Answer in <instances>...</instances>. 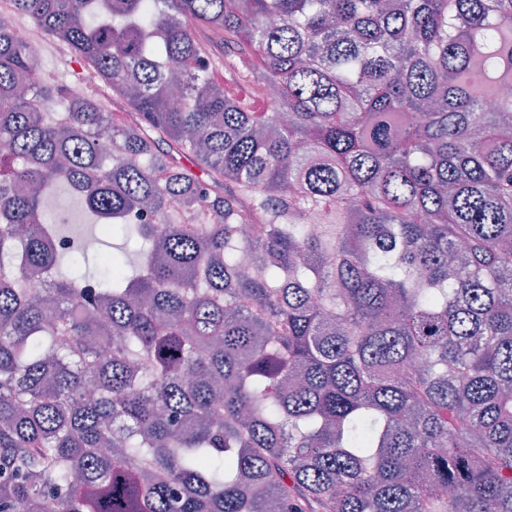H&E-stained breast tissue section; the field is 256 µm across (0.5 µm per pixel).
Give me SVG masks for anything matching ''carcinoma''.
<instances>
[{
  "mask_svg": "<svg viewBox=\"0 0 512 512\" xmlns=\"http://www.w3.org/2000/svg\"><path fill=\"white\" fill-rule=\"evenodd\" d=\"M9 3L0 512H512V0ZM38 51L47 64L46 77L67 85L75 92L92 93L82 82L80 63L75 60L65 45L58 44L52 38H46ZM48 206L58 212H64L73 219L74 227L77 231L92 236L96 234L93 226V217L82 206L80 199L66 187H59L50 196Z\"/></svg>",
  "mask_w": 512,
  "mask_h": 512,
  "instance_id": "carcinoma-1",
  "label": "carcinoma"
}]
</instances>
